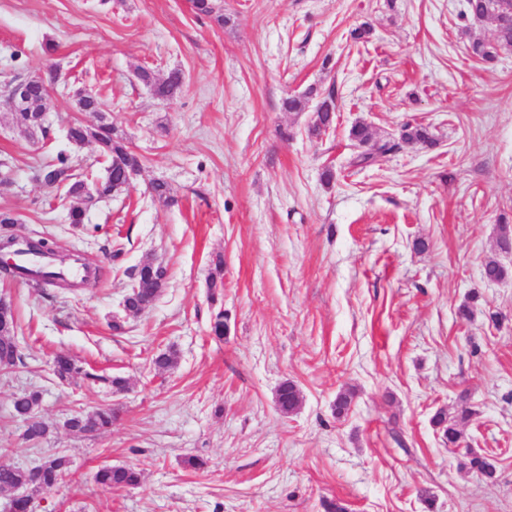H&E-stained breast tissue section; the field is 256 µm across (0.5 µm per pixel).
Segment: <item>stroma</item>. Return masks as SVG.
<instances>
[{"instance_id":"stroma-1","label":"stroma","mask_w":512,"mask_h":512,"mask_svg":"<svg viewBox=\"0 0 512 512\" xmlns=\"http://www.w3.org/2000/svg\"><path fill=\"white\" fill-rule=\"evenodd\" d=\"M463 4L224 0L222 27L188 0H0V82L60 68L49 139L0 111V211L15 214L17 237L51 234L89 271L73 287L0 280L26 355L0 369V454L20 468L57 453L71 462L37 512H512V252L496 243L512 223V51L490 69L472 59L469 44L493 28ZM365 23L368 42L352 43ZM141 67L181 70L183 92L155 97ZM311 87L335 92V123L318 136L315 100L282 108ZM79 88L103 101L143 167L76 227L37 170L70 151L72 122L97 124L78 110ZM359 121L380 138L421 124L436 144L403 142L356 167L348 132ZM157 179L174 204L152 199ZM492 260L507 275L490 283ZM147 261L166 266L167 284L135 315L122 301ZM169 349L177 365L156 368ZM60 351L87 377L59 383ZM97 374L129 387L109 390ZM287 380L302 395L291 414L275 402ZM346 390L352 403L335 414ZM25 391L40 392L50 426L36 442L13 415ZM462 399L474 415L453 448L431 419ZM98 406L115 414L109 430L64 429ZM470 450L494 463V481L465 467ZM188 455L206 468L185 467ZM104 464L135 467L141 485H96Z\"/></svg>"}]
</instances>
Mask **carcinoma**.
<instances>
[{"label": "carcinoma", "instance_id": "carcinoma-1", "mask_svg": "<svg viewBox=\"0 0 512 512\" xmlns=\"http://www.w3.org/2000/svg\"><path fill=\"white\" fill-rule=\"evenodd\" d=\"M192 10L198 15L213 18L218 24L226 25L230 17L224 15V6L219 0H190ZM464 15L475 20H486L493 26L496 37L490 42L474 40L470 49L474 57L484 63H493L499 52L512 49V0H465ZM138 75L142 83L149 86L155 95L170 99L180 94L184 88V77L181 71L173 69L163 79H158L153 72L140 68ZM320 105L315 109V116L309 132L320 135L326 132L334 119L335 105L333 96L319 98ZM400 139L407 144L431 146L433 136L427 128L406 124L401 127ZM68 140L77 148L87 143L95 144L99 157L106 163L102 175V194L127 190L128 175L133 168H141L140 158L131 152L126 139L117 133L109 123L97 126L76 123L68 129ZM349 138L358 147H368V151L356 156L354 164H372L388 156L397 147L390 140L375 136L371 126L365 122H356L349 131ZM46 177L62 185L65 196L72 199L73 204L69 215L71 223L80 224L83 221V201L87 197L84 173L81 172L77 158L71 154L60 152L52 163L43 167ZM153 199L171 204L174 198L169 185L157 180L150 186ZM166 269L150 262L143 263L130 273L129 291L126 302L132 310L139 313L148 309L161 295L166 284ZM8 359L11 366L23 361V353L15 338V318L12 310L0 312V361ZM53 374L61 381H68L82 374L72 356L58 353L53 362ZM276 402L283 413L294 412L300 403V391L291 381H284L277 389ZM41 406V394L37 391L24 393L13 401V413L22 421L28 423L25 437L37 441L49 433V425L37 417ZM475 414V411L462 399L454 412L446 409L438 410L432 418L433 425L442 433L443 439L452 446L460 443L462 438L461 426ZM114 413L110 408H96L90 412L71 417L63 428L75 435L101 432L112 425ZM466 466L485 478L492 480L495 476V466L488 458L475 453H467ZM70 475V460L65 455L49 456L32 469L24 470L0 460V491H10L14 488H25L29 494L14 500V512H32L34 499L44 492L51 490L57 484L65 481ZM94 481L108 488L136 487L141 483V473L131 466H114L104 464L93 476Z\"/></svg>", "mask_w": 512, "mask_h": 512}]
</instances>
